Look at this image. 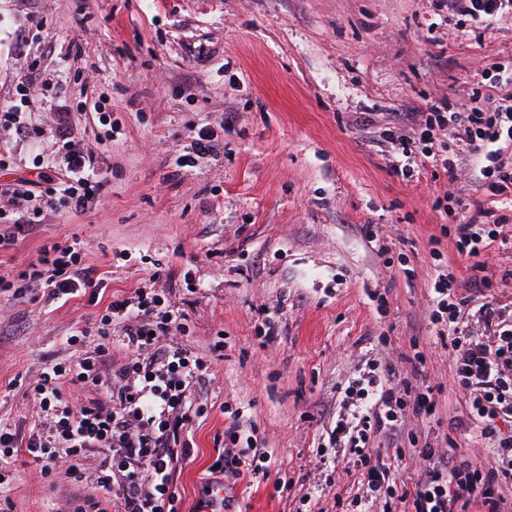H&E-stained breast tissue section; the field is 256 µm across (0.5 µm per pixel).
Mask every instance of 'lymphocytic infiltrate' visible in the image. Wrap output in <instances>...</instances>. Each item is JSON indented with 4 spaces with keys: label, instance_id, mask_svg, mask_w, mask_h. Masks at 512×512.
<instances>
[{
    "label": "lymphocytic infiltrate",
    "instance_id": "f902f5d3",
    "mask_svg": "<svg viewBox=\"0 0 512 512\" xmlns=\"http://www.w3.org/2000/svg\"><path fill=\"white\" fill-rule=\"evenodd\" d=\"M449 12L469 18L474 29L512 13V0H448ZM472 83L466 110L448 100L417 113L411 134L398 135L402 148L395 169L404 177L433 167L457 179L462 167L478 174L483 201L470 212L469 201L449 195L444 213L452 222L459 254L476 259L495 243H507L512 225V70L481 69ZM55 129L40 151L47 162L36 178L0 185V251L43 223L45 211L84 213L97 202L91 182L97 158L76 142L69 115L54 113ZM78 237L51 240L27 270L10 278L0 274V289L13 297L41 292L47 301L68 300L94 287V272L83 262ZM436 277L428 293L429 318L449 336L448 356L458 390L468 403L465 417L450 416L464 437L480 444L491 467L454 459L440 445L418 450L420 469L410 485L398 483L393 465L373 453L374 437L401 433L409 418L436 411L423 372V352L409 357L411 377H403L387 358L373 360L368 373L340 391V409L332 431L338 450L354 455L362 492L350 504L380 512H512V307L494 302L469 311V297L458 294L440 250H433ZM190 314L165 294L136 289L111 300L94 329L68 337L75 354L30 379L28 394L37 403L29 434L0 424V488L7 485L19 457L31 459L40 476L60 474L91 482L94 494L81 498L73 512H175L174 476L193 454L188 433L203 410L192 394L206 385L210 360L179 342ZM121 330L128 358L112 361V332ZM94 345H87V338ZM94 391L80 400L79 391ZM243 413L234 409L224 430V451L216 462L228 478L268 475L266 454L242 446ZM102 448L99 471L87 477L82 458Z\"/></svg>",
    "mask_w": 512,
    "mask_h": 512
}]
</instances>
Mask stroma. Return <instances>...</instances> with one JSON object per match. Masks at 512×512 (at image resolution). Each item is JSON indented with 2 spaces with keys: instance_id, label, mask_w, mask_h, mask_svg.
<instances>
[{
  "instance_id": "stroma-1",
  "label": "stroma",
  "mask_w": 512,
  "mask_h": 512,
  "mask_svg": "<svg viewBox=\"0 0 512 512\" xmlns=\"http://www.w3.org/2000/svg\"><path fill=\"white\" fill-rule=\"evenodd\" d=\"M448 18L438 0H0V111L40 73L33 125L69 113L75 141L100 160L95 208L48 213L0 252V269L20 271L50 239L76 236L99 281L63 306L0 293L13 314L0 321V422L29 428L34 401L18 380L71 359L67 337L156 274L190 313L182 344L213 367L193 454L175 474V512H200L208 499L226 403L292 481L279 493L270 479H226L236 512H297L309 462L336 426L337 388L381 335L389 359L423 349L439 419L412 428L443 441L465 397L429 319L430 252L440 246L457 288L473 269L442 234L436 204L482 194L467 172L454 182L432 168L395 173L384 132L431 101L464 102L479 68L512 59V17L453 38ZM89 97L102 98L101 113L79 110ZM206 122L212 151L179 166ZM364 224L380 226L387 252L362 236ZM267 308L281 319L264 347ZM91 492L19 464L11 512H51Z\"/></svg>"
}]
</instances>
